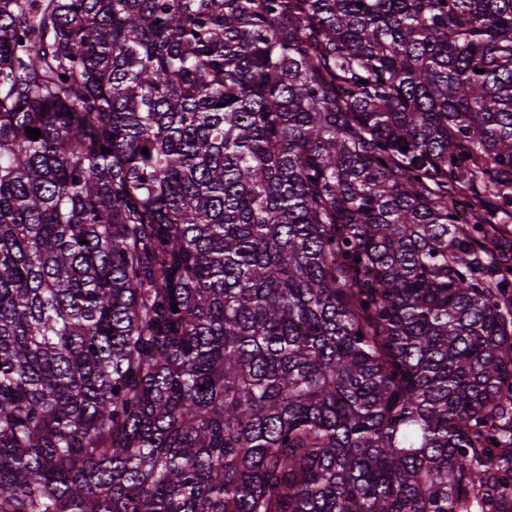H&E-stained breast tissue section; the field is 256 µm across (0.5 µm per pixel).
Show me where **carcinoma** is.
Segmentation results:
<instances>
[{
    "instance_id": "carcinoma-1",
    "label": "carcinoma",
    "mask_w": 512,
    "mask_h": 512,
    "mask_svg": "<svg viewBox=\"0 0 512 512\" xmlns=\"http://www.w3.org/2000/svg\"><path fill=\"white\" fill-rule=\"evenodd\" d=\"M502 214L512 0H0V512H512Z\"/></svg>"
}]
</instances>
